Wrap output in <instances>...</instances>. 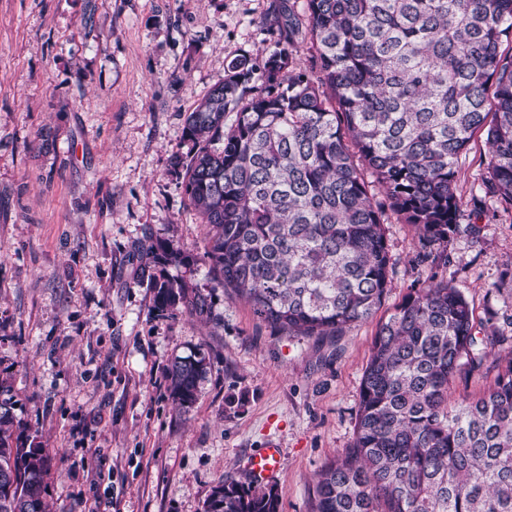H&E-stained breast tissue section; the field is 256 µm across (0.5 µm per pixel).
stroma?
I'll use <instances>...</instances> for the list:
<instances>
[{"instance_id":"stroma-1","label":"stroma","mask_w":512,"mask_h":512,"mask_svg":"<svg viewBox=\"0 0 512 512\" xmlns=\"http://www.w3.org/2000/svg\"><path fill=\"white\" fill-rule=\"evenodd\" d=\"M285 0H0V396L48 456L50 512H203L275 441L280 512H314L315 479L352 445L378 324L430 276L512 350V208L485 195L484 132L459 157L460 223L448 264H417L390 221L381 308L338 336L291 337L258 320L198 262L169 277L210 317L163 314L139 283L137 246L198 256L206 227L170 166L185 114L228 63L261 62ZM211 367L184 410L170 363Z\"/></svg>"}]
</instances>
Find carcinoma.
I'll use <instances>...</instances> for the list:
<instances>
[{
    "label": "carcinoma",
    "instance_id": "obj_1",
    "mask_svg": "<svg viewBox=\"0 0 512 512\" xmlns=\"http://www.w3.org/2000/svg\"><path fill=\"white\" fill-rule=\"evenodd\" d=\"M512 0H305L288 6L260 65L232 61L185 117L171 159L208 227L200 257L168 241L137 251L155 307L204 316L205 299L166 275L208 264L271 329L333 336L369 319L391 282L383 225L415 229L418 260L472 232L459 224L458 159L486 130L487 191L512 207ZM312 58L298 63L301 49ZM233 115L226 122L227 115ZM443 279L407 294L375 333L355 438L316 482V512H512V352L479 337ZM493 357V387L453 403L463 365ZM209 357L167 369L172 401L196 400ZM46 455L0 400V512H48ZM275 485L215 486L203 512H279Z\"/></svg>",
    "mask_w": 512,
    "mask_h": 512
}]
</instances>
